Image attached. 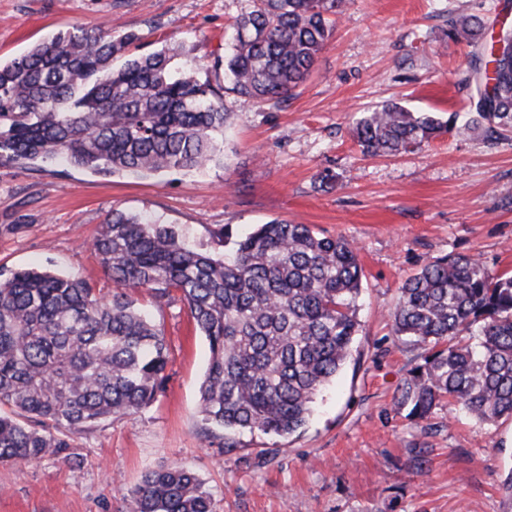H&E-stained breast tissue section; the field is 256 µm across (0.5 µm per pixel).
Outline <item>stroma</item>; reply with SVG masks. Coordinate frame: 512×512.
I'll list each match as a JSON object with an SVG mask.
<instances>
[{"instance_id": "35a3bbf8", "label": "stroma", "mask_w": 512, "mask_h": 512, "mask_svg": "<svg viewBox=\"0 0 512 512\" xmlns=\"http://www.w3.org/2000/svg\"><path fill=\"white\" fill-rule=\"evenodd\" d=\"M504 0H345L334 35L290 97L259 103L224 88L215 67L251 0H0V60L78 25L136 31L137 50L173 49V65L224 93V158L202 170L97 174L66 163L0 165V268L47 267L114 284L90 243L112 210L172 224L215 255L217 232L273 220L308 224L360 250L361 331L351 359L286 438L247 432L235 447L201 433L209 344L180 299L131 297L169 346L167 387L142 411L72 441V464L0 465V512H130L127 488L181 466L210 490L214 512H512V420L495 425L445 407L405 419L397 389L417 351L392 334L398 289L428 260L466 253L512 273V139L458 126L409 153L370 157L352 137L361 113L395 101L419 112L470 109L469 47L448 20L498 34ZM334 179L321 184L318 176Z\"/></svg>"}]
</instances>
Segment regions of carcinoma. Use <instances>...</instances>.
Returning <instances> with one entry per match:
<instances>
[{"mask_svg": "<svg viewBox=\"0 0 512 512\" xmlns=\"http://www.w3.org/2000/svg\"><path fill=\"white\" fill-rule=\"evenodd\" d=\"M224 60L232 92L279 102L311 73L344 0H252ZM476 16L448 19V39L479 48L471 73L470 123L489 137L512 133V42L494 56ZM99 26L57 32L0 61V163L61 158L97 174L199 169L223 153L224 97L195 72H176L161 49ZM124 57L118 67L113 60ZM451 115L397 104L365 112L353 128L367 156L410 152L453 131ZM215 257L181 231L114 211L91 249L115 285L96 296L75 275L24 268L0 272V463L71 460L74 436L149 407L166 389L168 348L128 294L157 304L180 293L211 357L200 386L205 437L293 434L319 392L352 356L363 268L357 247L308 224L273 220ZM394 336L421 350L397 392L406 418L443 404L496 424L512 419V276L450 253L399 288ZM131 512H213L212 496L184 468L161 466L128 492Z\"/></svg>", "mask_w": 512, "mask_h": 512, "instance_id": "carcinoma-1", "label": "carcinoma"}]
</instances>
